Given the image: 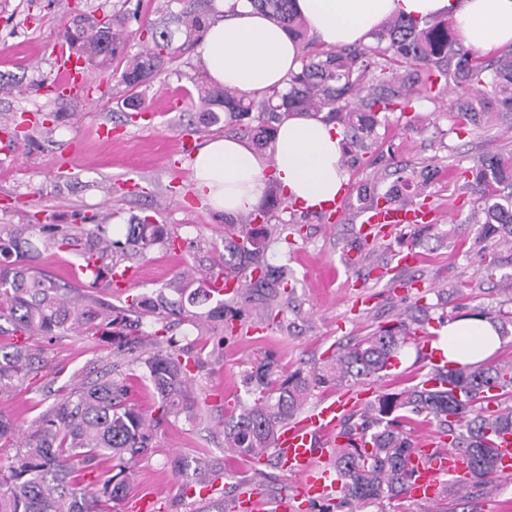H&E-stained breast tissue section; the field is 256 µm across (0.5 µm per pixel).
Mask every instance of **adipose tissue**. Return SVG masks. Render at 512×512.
<instances>
[{
  "label": "adipose tissue",
  "mask_w": 512,
  "mask_h": 512,
  "mask_svg": "<svg viewBox=\"0 0 512 512\" xmlns=\"http://www.w3.org/2000/svg\"><path fill=\"white\" fill-rule=\"evenodd\" d=\"M293 8L327 48L368 43L394 15L449 18L463 45L483 52L512 44V0H293ZM214 9L199 41L210 81L256 94L285 88L302 66L298 43L250 0H215ZM342 156L332 124L292 115L278 123L263 155L236 139H207L192 159V190L212 209L235 215L256 209L273 179L288 202L319 210L344 192ZM502 344L489 320L469 315L442 326L433 346L454 368L481 362Z\"/></svg>",
  "instance_id": "adipose-tissue-1"
}]
</instances>
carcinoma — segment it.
Segmentation results:
<instances>
[{"label":"carcinoma","mask_w":512,"mask_h":512,"mask_svg":"<svg viewBox=\"0 0 512 512\" xmlns=\"http://www.w3.org/2000/svg\"><path fill=\"white\" fill-rule=\"evenodd\" d=\"M260 11L282 25L298 41L306 39L307 24L292 9V0H250ZM152 47L128 61L120 82L130 89L149 83L166 64L172 33L155 24L145 26ZM375 45H353L310 50L300 72L288 79V89L267 95H250L232 88L200 91V111L212 123L224 122L254 131L257 140L272 138L274 124L292 112L326 113V120L342 127L355 149L366 153L376 129L387 114L404 112L421 100L435 101L443 93L456 96L460 129L490 123L504 117L512 122V47L495 59L485 60L455 41L447 20L391 17L373 33ZM69 48L103 64L124 53L126 40L112 31V20L89 28L69 29ZM257 126H252V123ZM472 179L463 189L476 195L472 217L480 224L478 243L483 249L512 245V155L481 157L469 169ZM86 240L82 257L90 287H109L112 270L132 251L145 252L165 244L159 226L149 217L128 224L125 235L113 233L110 224H91L77 233L55 224L0 225V311L8 309L12 331L25 337L11 349L0 348V395L21 386L38 371L42 350L26 337L47 341L68 332L107 343L119 354H133L158 400L160 417L197 415L189 399L192 357L184 350H161L147 357L139 354L140 320L134 315H163L173 303L165 293L138 296L125 306L112 307L95 301L75 303L63 288L41 272L32 260L50 249H74ZM262 240L235 224L224 226V264L242 274L247 288L239 297L261 301L262 315L275 321L280 299L288 294L290 274L283 266L262 263ZM215 305L202 313L206 321H223L227 305L213 296L206 280L190 292ZM496 323L501 336L509 334L512 316L480 311ZM428 316L410 318L394 327H383L338 347L322 370L297 372L280 382L270 379L263 365L249 382L268 391L224 420L228 450L244 457L274 454L278 429L302 408L315 387L332 377L368 381L392 366L401 351L416 343L415 326L428 324ZM512 397V360L466 364L440 369L431 378L398 393H383L358 414L349 415L338 435L345 441L332 454L340 485L336 499L323 512H356L363 506H384L408 493L412 478L414 442L402 431L410 415L448 436V447L461 450L470 460V477L442 488L449 496L468 487H487L501 478L496 458L500 440L512 434V409L489 410V403ZM157 418L128 401L125 382L112 370L96 378L75 380L57 402L20 433L0 412V444L18 449V462L0 470V512H112L130 491L124 472L104 480H89L102 462L114 458L132 461L150 447Z\"/></svg>","instance_id":"obj_1"}]
</instances>
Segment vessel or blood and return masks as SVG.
Here are the masks:
<instances>
[{"label": "vessel or blood", "mask_w": 512, "mask_h": 512, "mask_svg": "<svg viewBox=\"0 0 512 512\" xmlns=\"http://www.w3.org/2000/svg\"><path fill=\"white\" fill-rule=\"evenodd\" d=\"M58 73L62 89H69L87 78L85 56L73 51H59ZM434 211L421 202L405 207L388 206L368 209L358 233L366 240L390 237L397 229L414 228L431 223ZM366 393L348 389L335 397L320 401L302 417L283 424L276 436V459L282 470L295 480L296 492L277 500L265 499L257 490H245L232 504L233 512H297L299 500L325 501L334 497L338 481L329 459L336 444L340 422L364 403ZM445 438L430 433L417 443L416 473L410 494L419 501L435 499L441 478L462 482L469 477L468 459L464 454L445 448Z\"/></svg>", "instance_id": "b4317fda"}]
</instances>
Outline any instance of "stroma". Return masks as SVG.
<instances>
[{
  "label": "stroma",
  "instance_id": "1",
  "mask_svg": "<svg viewBox=\"0 0 512 512\" xmlns=\"http://www.w3.org/2000/svg\"><path fill=\"white\" fill-rule=\"evenodd\" d=\"M8 13H0V83L11 93H0V125L20 116L59 113L53 132L31 127L30 145L10 143L0 132V225L25 224L33 215L48 223L77 227L88 218L119 226L132 217H151L172 236L177 249L152 248L128 261L138 277L132 294L150 295L164 288L184 271L218 272L224 268V226L242 223V215L213 211L191 189V158L182 143L224 134L223 124H202L198 112V88L208 78L196 51V41L176 32L173 53L149 86L127 91L113 78L103 96L56 98L39 89V82H56L54 55L65 46V30L78 19L91 22L112 14L124 17V32L130 39L128 55L142 49L137 28L160 17L174 18L186 11H201V0H55L47 18L30 21L26 0H9ZM135 94L142 113L130 115L124 100ZM109 123L111 143L98 141L94 129ZM512 151V133L503 126L485 124L462 130L458 127L454 95L434 102H421L404 113H392L376 130L372 153L346 165L348 198L341 224L328 225L323 212L288 208L276 182H269L264 206L277 224L302 225V235L285 243L252 225V232L265 240L263 258L285 265L294 274V292L284 308L282 325H262L254 306H246L234 335L213 323L197 326L185 315L168 316L169 334L179 346L199 358L191 375V390L198 400L199 416L162 419L145 455L131 464L132 493L156 492L160 512H218L223 501L187 498L185 480L172 473L170 462L187 463L205 457L223 473L225 489L253 487V464L224 449V418L237 402L255 398L247 378L265 362H272L279 375L317 369L326 364L338 344L366 335L382 326L395 325L406 314L427 310L432 324L448 315L472 313L481 307L512 310V293L504 289L501 274L512 271V248L496 253L476 245L478 227L470 221L471 203L460 189L458 173L474 158ZM433 176L424 195L439 212V218L424 227L417 238L408 232L371 245L357 266H347L344 255L361 222V188L378 194L397 188L398 176H409L424 166ZM414 243L418 263L397 267L394 254L400 246ZM497 257L498 274H490V257ZM80 254L63 251L42 254L36 265L73 295H94L115 306L125 303L109 289L89 290L86 281L74 280L72 264ZM377 297L366 311L353 307L357 286ZM46 366L29 376L16 391L0 396V412L19 429L56 401L62 387L76 373L111 365L112 375L125 379L129 401L153 408L150 389L141 379L142 369L131 356H119L93 340L73 334L57 337L45 345ZM431 365L415 347L405 348L399 369L372 383L374 392H397L425 381ZM387 512H512V479L493 490L476 491L467 499L443 497L416 503L403 498L388 504Z\"/></svg>",
  "mask_w": 512,
  "mask_h": 512
}]
</instances>
